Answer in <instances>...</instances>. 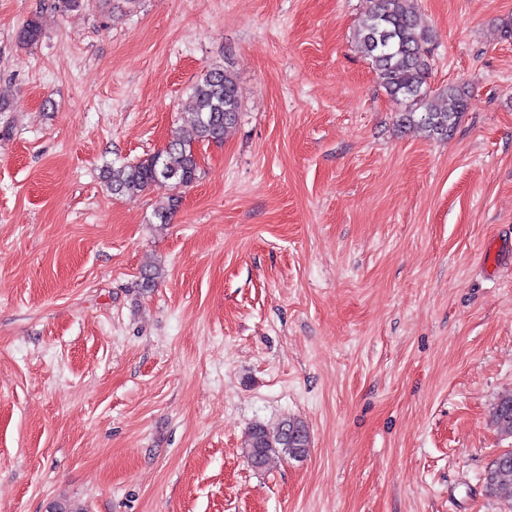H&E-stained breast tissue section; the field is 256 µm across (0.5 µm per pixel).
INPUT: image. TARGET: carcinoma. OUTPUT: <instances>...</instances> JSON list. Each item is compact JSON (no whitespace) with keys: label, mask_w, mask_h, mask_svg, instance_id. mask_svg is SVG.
<instances>
[{"label":"carcinoma","mask_w":512,"mask_h":512,"mask_svg":"<svg viewBox=\"0 0 512 512\" xmlns=\"http://www.w3.org/2000/svg\"><path fill=\"white\" fill-rule=\"evenodd\" d=\"M367 2L357 30L359 48L372 61L383 87L396 100L406 103V109L399 114L400 124L420 127L432 137H450L466 108V92L450 86L440 99L429 90V35L418 23L413 0ZM41 35L40 17L35 14L18 28L16 40L28 46L38 42ZM238 119L239 95L234 76L222 67L209 70L192 88L182 131L162 150L146 158L107 167L109 189L129 200L150 190L158 191L154 217L161 224L171 223L181 204L183 189L198 178L197 145L222 141ZM492 420L502 435L512 437V396L498 401ZM309 448L306 423L288 417L272 431L262 425L253 426L244 441L243 454L261 470L275 457L303 459ZM483 480L494 496L511 505L512 451L494 460Z\"/></svg>","instance_id":"carcinoma-1"}]
</instances>
